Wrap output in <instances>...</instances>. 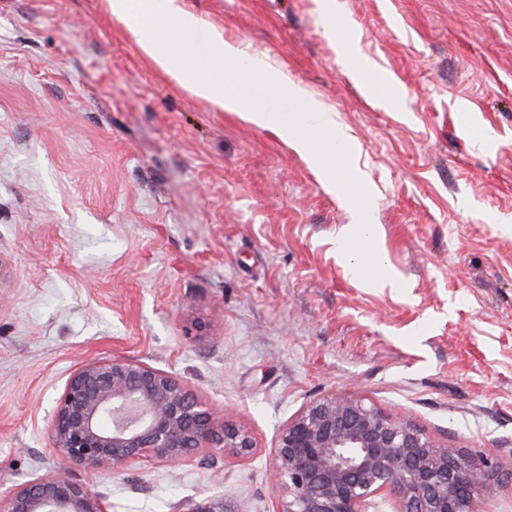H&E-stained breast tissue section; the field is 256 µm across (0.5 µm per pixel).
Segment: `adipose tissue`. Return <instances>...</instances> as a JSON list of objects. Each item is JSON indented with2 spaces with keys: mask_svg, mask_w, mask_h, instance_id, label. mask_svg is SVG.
Returning a JSON list of instances; mask_svg holds the SVG:
<instances>
[{
  "mask_svg": "<svg viewBox=\"0 0 512 512\" xmlns=\"http://www.w3.org/2000/svg\"><path fill=\"white\" fill-rule=\"evenodd\" d=\"M112 22L129 33L142 54L171 81L218 111L238 112L278 135L314 167L326 169L349 138L335 113L308 98L283 73L251 62L184 0H103Z\"/></svg>",
  "mask_w": 512,
  "mask_h": 512,
  "instance_id": "1",
  "label": "adipose tissue"
}]
</instances>
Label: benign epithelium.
Masks as SVG:
<instances>
[{
	"label": "benign epithelium",
	"mask_w": 512,
	"mask_h": 512,
	"mask_svg": "<svg viewBox=\"0 0 512 512\" xmlns=\"http://www.w3.org/2000/svg\"><path fill=\"white\" fill-rule=\"evenodd\" d=\"M48 433L57 457L119 474L141 463L188 464L203 451L242 461L251 433L209 406L174 372L123 357L91 360L67 379ZM273 474L277 512H366L378 497L397 512H478L502 482L486 458L441 446L415 423L357 397L306 404L281 428ZM0 512H108L103 494L58 472L0 491Z\"/></svg>",
	"instance_id": "obj_1"
}]
</instances>
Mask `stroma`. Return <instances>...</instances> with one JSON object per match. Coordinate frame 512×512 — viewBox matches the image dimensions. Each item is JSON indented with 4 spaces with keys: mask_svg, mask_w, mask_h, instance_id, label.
Instances as JSON below:
<instances>
[{
    "mask_svg": "<svg viewBox=\"0 0 512 512\" xmlns=\"http://www.w3.org/2000/svg\"><path fill=\"white\" fill-rule=\"evenodd\" d=\"M321 2L185 0L335 113L371 278L348 183L165 78L102 0H0V488L55 472L56 398L114 356L257 449L71 467L112 512H277L278 433L331 395L512 470V0Z\"/></svg>",
    "mask_w": 512,
    "mask_h": 512,
    "instance_id": "stroma-1",
    "label": "stroma"
}]
</instances>
